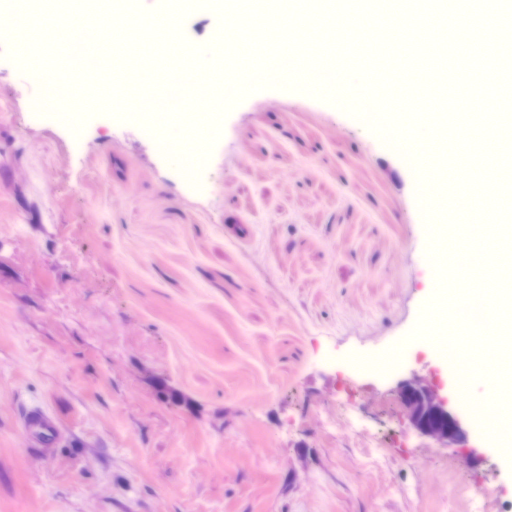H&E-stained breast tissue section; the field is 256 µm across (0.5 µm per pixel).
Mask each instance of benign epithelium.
I'll return each mask as SVG.
<instances>
[{
	"instance_id": "7a95c632",
	"label": "benign epithelium",
	"mask_w": 512,
	"mask_h": 512,
	"mask_svg": "<svg viewBox=\"0 0 512 512\" xmlns=\"http://www.w3.org/2000/svg\"><path fill=\"white\" fill-rule=\"evenodd\" d=\"M394 392L418 433L435 440L442 448H452L466 440L464 421L450 408L448 399L418 376L398 381Z\"/></svg>"
}]
</instances>
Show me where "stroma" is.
<instances>
[{"label": "stroma", "mask_w": 512, "mask_h": 512, "mask_svg": "<svg viewBox=\"0 0 512 512\" xmlns=\"http://www.w3.org/2000/svg\"><path fill=\"white\" fill-rule=\"evenodd\" d=\"M0 37V512H512V451L442 448L394 387L469 403L416 168L279 80L210 142L69 119ZM51 414L48 447L24 430Z\"/></svg>", "instance_id": "stroma-1"}]
</instances>
